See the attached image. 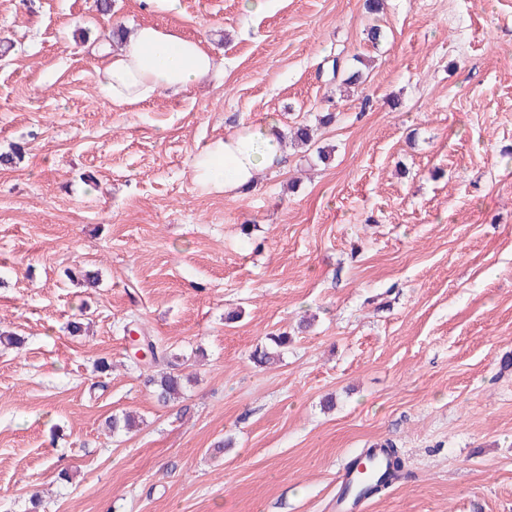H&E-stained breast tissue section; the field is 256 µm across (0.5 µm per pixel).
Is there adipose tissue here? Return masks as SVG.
Masks as SVG:
<instances>
[{"label":"adipose tissue","instance_id":"adipose-tissue-1","mask_svg":"<svg viewBox=\"0 0 512 512\" xmlns=\"http://www.w3.org/2000/svg\"><path fill=\"white\" fill-rule=\"evenodd\" d=\"M214 59L199 40L156 26L130 32L109 50L97 69V93L116 106H133L159 91L179 93L208 78ZM283 161L278 125L268 120L206 144L194 160V179L207 190L231 192L252 187L258 172Z\"/></svg>","mask_w":512,"mask_h":512}]
</instances>
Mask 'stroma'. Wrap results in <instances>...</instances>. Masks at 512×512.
<instances>
[{"label": "stroma", "instance_id": "obj_1", "mask_svg": "<svg viewBox=\"0 0 512 512\" xmlns=\"http://www.w3.org/2000/svg\"><path fill=\"white\" fill-rule=\"evenodd\" d=\"M364 3L0 0V328L25 339L0 345V512H334L339 466L388 440L405 473L367 512H512V0ZM147 24L215 71L101 100L100 50ZM270 118L314 145L196 184L200 147ZM146 339V340H145ZM144 342L151 354V359L148 363L150 368L161 367L160 369L153 370L154 373L149 377L148 382L154 386L157 397L163 403H167L176 398L181 390V375L175 373L181 364L179 363L176 354L158 352L155 345L147 336H144Z\"/></svg>", "mask_w": 512, "mask_h": 512}]
</instances>
